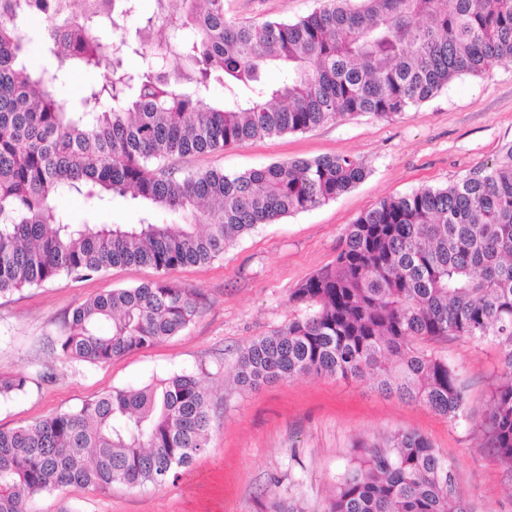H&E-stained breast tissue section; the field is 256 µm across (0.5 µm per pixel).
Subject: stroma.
Returning <instances> with one entry per match:
<instances>
[{
    "label": "stroma",
    "mask_w": 512,
    "mask_h": 512,
    "mask_svg": "<svg viewBox=\"0 0 512 512\" xmlns=\"http://www.w3.org/2000/svg\"><path fill=\"white\" fill-rule=\"evenodd\" d=\"M320 0H224L227 18L295 20ZM512 142V62L483 76H461L435 97L392 118L348 116L304 133L262 138L216 155L183 160L192 170L233 174L277 161L348 155L365 178L336 200L258 225L211 263L168 272L196 290L202 309L178 336L100 365L66 361L52 340L73 309L103 290L154 280L149 266L115 267L84 279L59 276L0 297V374L27 373L24 394L0 402L7 429L69 411L103 393L143 386L173 373L198 377L209 393V446L193 465L160 487L84 489L44 494L36 512H259L281 498L324 512L335 482L360 451L355 442L402 428L427 437L455 464V483L472 512H512V472L471 420H452L382 394L369 379L302 377L249 390L225 383L240 348L287 327L303 312L290 292L332 263L343 231L364 211L422 186H444L493 163ZM71 223L137 221L135 203L115 198L90 208L83 196L62 199ZM429 350L448 360L469 392L473 417L484 414L499 382L495 348L466 340Z\"/></svg>",
    "instance_id": "stroma-1"
}]
</instances>
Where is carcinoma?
Here are the masks:
<instances>
[{
	"label": "carcinoma",
	"instance_id": "obj_1",
	"mask_svg": "<svg viewBox=\"0 0 512 512\" xmlns=\"http://www.w3.org/2000/svg\"><path fill=\"white\" fill-rule=\"evenodd\" d=\"M0 0V296L61 275L151 266L155 280L77 306L53 340L68 361L104 364L178 335L199 294L166 278L211 262L257 227L328 203L367 173L347 155L238 174L174 160L311 130L354 114L390 118L452 79L512 60V0H321L288 21L230 20L224 0ZM126 29L117 48L108 36ZM161 28L165 37L153 40ZM35 46L46 63L21 56ZM142 64L130 68L121 55ZM278 77L269 82L265 72ZM89 77L78 102L55 89ZM223 95L205 98L213 84ZM497 162L445 187L381 200L346 226L333 263L289 301L307 315L240 350L233 382L370 376L381 391L451 419L467 390L425 344L493 346L500 382L475 423L512 470V142ZM79 194L139 201L135 224H72ZM0 375V399L27 391ZM208 393L191 374L108 392L80 408L0 428V512L69 486L161 485L208 448ZM325 512H470L451 464L398 429L362 441Z\"/></svg>",
	"mask_w": 512,
	"mask_h": 512
}]
</instances>
